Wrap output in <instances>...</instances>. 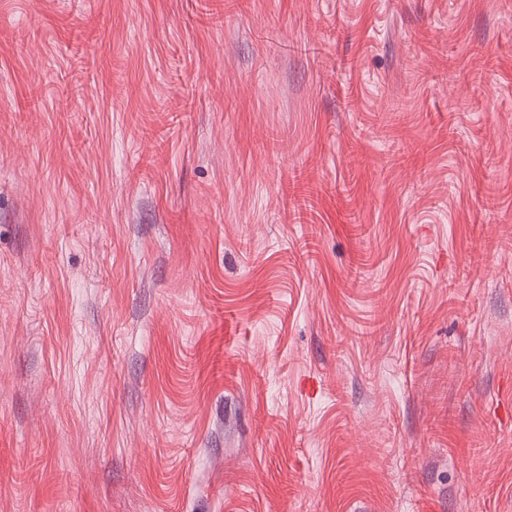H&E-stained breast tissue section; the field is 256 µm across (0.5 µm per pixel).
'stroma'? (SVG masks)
Returning a JSON list of instances; mask_svg holds the SVG:
<instances>
[{"label": "stroma", "instance_id": "35a3bbf8", "mask_svg": "<svg viewBox=\"0 0 512 512\" xmlns=\"http://www.w3.org/2000/svg\"><path fill=\"white\" fill-rule=\"evenodd\" d=\"M0 512H512V0H0Z\"/></svg>", "mask_w": 512, "mask_h": 512}]
</instances>
